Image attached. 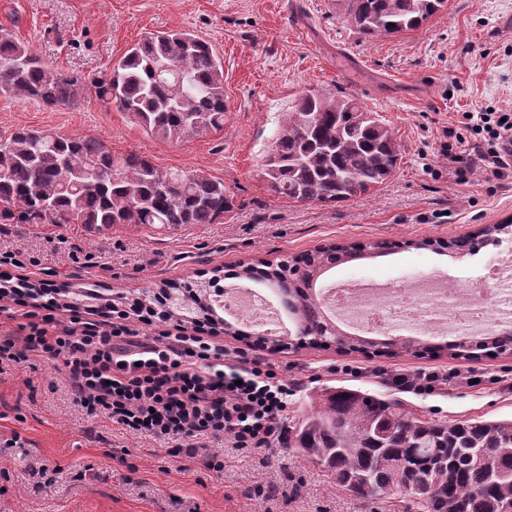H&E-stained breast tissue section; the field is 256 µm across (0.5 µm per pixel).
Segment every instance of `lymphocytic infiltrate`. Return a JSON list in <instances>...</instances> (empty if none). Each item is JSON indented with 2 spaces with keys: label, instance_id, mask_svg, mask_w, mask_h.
I'll return each instance as SVG.
<instances>
[{
  "label": "lymphocytic infiltrate",
  "instance_id": "obj_1",
  "mask_svg": "<svg viewBox=\"0 0 512 512\" xmlns=\"http://www.w3.org/2000/svg\"><path fill=\"white\" fill-rule=\"evenodd\" d=\"M469 137L448 147V166L467 182L472 168L502 177L512 167V113L481 112ZM10 299V329H0V374L36 358L65 368L75 405L104 415L135 435L163 442L222 440L240 451L287 440L292 390L256 356L228 350L205 328L165 330L155 336L113 319L92 320L90 305L42 298L31 288H1ZM458 373L418 370L389 374L396 390L417 395L445 391Z\"/></svg>",
  "mask_w": 512,
  "mask_h": 512
}]
</instances>
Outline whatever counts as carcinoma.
<instances>
[{"mask_svg":"<svg viewBox=\"0 0 512 512\" xmlns=\"http://www.w3.org/2000/svg\"><path fill=\"white\" fill-rule=\"evenodd\" d=\"M347 14L366 38L419 29L447 0H346ZM84 86L42 62L29 46L0 32V97L48 107L71 102ZM97 98L135 116L146 132L184 140L224 127V64L207 41L187 31L152 34L132 45L89 81ZM401 160L394 131L353 95L301 94L285 114L262 164L274 195L300 203L339 204L385 184ZM230 208L224 180L161 169L140 153H114L91 137L17 128L0 136V224H79L93 234L114 224L175 229L217 224ZM512 234V224H488L474 235L422 240L448 256L474 255ZM393 240L331 244L263 264L241 278H261L306 338L341 351L374 356L448 352L470 360L486 351L512 352V329L462 336L449 343L392 340L343 330L322 311L316 287L328 270L387 256ZM205 282L170 283L180 296L173 316L218 318L220 301ZM293 443L330 482L362 499L404 497L405 512H512V419L432 421L383 394L338 386L316 391Z\"/></svg>","mask_w":512,"mask_h":512,"instance_id":"cac0c4a2","label":"carcinoma"}]
</instances>
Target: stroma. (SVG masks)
Here are the masks:
<instances>
[{"label": "stroma", "instance_id": "stroma-1", "mask_svg": "<svg viewBox=\"0 0 512 512\" xmlns=\"http://www.w3.org/2000/svg\"><path fill=\"white\" fill-rule=\"evenodd\" d=\"M345 0H0V29L58 71L91 77L149 33L188 30L224 61L221 130L179 142L148 134L134 116L105 106L89 89L49 108L0 98V134L25 127L96 137L116 153L135 151L160 168L223 179L232 207L219 224L163 230L116 224L90 234L75 224H0V245L39 258L5 267L40 285L94 286L104 298L191 282L221 269L226 287L241 264L273 262L330 242L403 241L397 254L345 263L321 287L373 279L402 288L430 272L453 281L482 273L512 237L455 260L422 240L471 234L512 218V169L458 183L442 147L462 133L467 112H512V0H448L419 29L365 38ZM357 96L393 129L402 160L371 194L336 205L274 195L262 160L282 115L307 91ZM244 351L261 348L294 385L289 424L321 388L350 385L385 395L391 371L455 370L472 386L441 395H403L406 408L436 420L512 417V354L474 360L448 355L368 357L335 347L272 349L255 336L224 335ZM360 367V375L342 365ZM65 371L31 360L0 375V512H401L396 499L364 500L336 487L296 449L224 453L207 470L199 449L189 470L159 443L89 417L73 405ZM17 447H5L9 438ZM49 464L44 477L34 468Z\"/></svg>", "mask_w": 512, "mask_h": 512}]
</instances>
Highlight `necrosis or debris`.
Instances as JSON below:
<instances>
[{
  "instance_id": "obj_1",
  "label": "necrosis or debris",
  "mask_w": 512,
  "mask_h": 512,
  "mask_svg": "<svg viewBox=\"0 0 512 512\" xmlns=\"http://www.w3.org/2000/svg\"><path fill=\"white\" fill-rule=\"evenodd\" d=\"M322 304L353 327L409 326L431 336L483 335L512 325V254H501L487 277L458 288L422 274L410 287L360 281L325 290ZM482 307V317L465 323L462 306Z\"/></svg>"
}]
</instances>
